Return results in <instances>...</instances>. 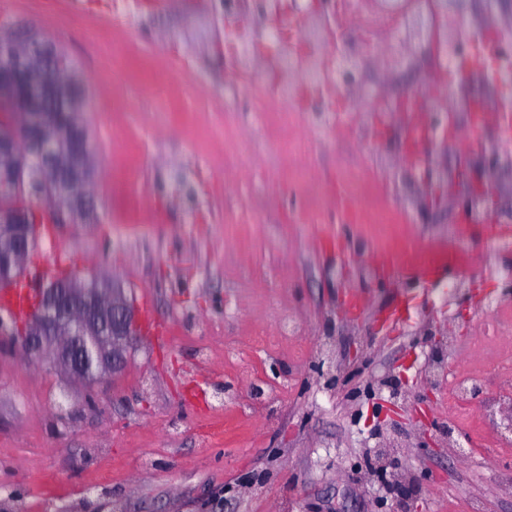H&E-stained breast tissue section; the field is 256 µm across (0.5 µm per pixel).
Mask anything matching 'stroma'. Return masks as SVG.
Wrapping results in <instances>:
<instances>
[{
  "label": "stroma",
  "mask_w": 512,
  "mask_h": 512,
  "mask_svg": "<svg viewBox=\"0 0 512 512\" xmlns=\"http://www.w3.org/2000/svg\"><path fill=\"white\" fill-rule=\"evenodd\" d=\"M203 25L183 0L132 27L107 0H0V34L38 33L73 62L93 145L92 206L37 252L55 263L63 239L67 268L116 278L170 329L96 384L0 341V512H512V444L469 425L449 443L448 385L429 374L469 355L512 250L448 207L418 217L416 185L380 164L398 146L371 103L316 128L257 76L217 97L224 34L194 39ZM418 245L464 258L418 282ZM290 316L301 336L259 356Z\"/></svg>",
  "instance_id": "obj_1"
}]
</instances>
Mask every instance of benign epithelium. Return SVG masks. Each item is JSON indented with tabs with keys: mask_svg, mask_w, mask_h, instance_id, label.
Returning a JSON list of instances; mask_svg holds the SVG:
<instances>
[{
	"mask_svg": "<svg viewBox=\"0 0 512 512\" xmlns=\"http://www.w3.org/2000/svg\"><path fill=\"white\" fill-rule=\"evenodd\" d=\"M380 11L395 21L401 30L396 41L397 51L358 53V61L343 67L336 85L310 98L316 112H330L347 99L359 95L373 66L382 64L386 79L378 83L382 102L404 98L408 108L406 127H430L436 134L437 144H429L428 154L419 155L410 148V139L401 129L389 127L401 140L403 151L398 160L405 161L420 156L428 164L426 176L444 186L447 175L435 168L432 155L434 147L447 149L466 142L472 151L471 137L461 133L453 106L445 97L427 100L421 83L396 87V83L410 72L419 71L422 61L429 62L433 73L440 74L444 67L442 58L435 51L437 30H442L447 40L456 44L459 64L470 73H481L491 63L493 56L503 47L482 50L477 48L481 32L487 26L499 30L512 28V7L485 10L474 21L472 35L466 37L453 22L462 18L469 0H374ZM333 12L334 26H325L320 41L319 54L328 62L336 63L338 43L351 39L352 15L345 0H310L301 15L295 14L292 5H285L276 17H271V4L267 0H230L225 11L224 32L229 35L256 30L274 22L280 40L274 46L257 42L254 45L256 62L279 58L303 46L309 33V24L316 15ZM0 112H17L21 121L0 133V174L14 175L30 166L39 169L40 177L31 183L29 196L38 201L50 199L52 208L37 212L32 207L11 202L7 190L0 191V285L18 282L22 266L34 245V225L44 219L53 224L67 223L69 215L83 207L89 200L91 175V150L86 130L80 118L81 95L72 79V70L62 61L54 45L37 33L22 39H0ZM51 97L67 111V121L60 123L45 111L43 102ZM488 100L472 97L467 100L469 130L481 133L491 122ZM17 140L27 141L32 150L19 155L14 150ZM484 169L471 163L458 168L459 184L464 191L448 192V205L458 207L465 216L473 217L472 201L480 200L489 210L498 205L495 185L490 174L500 166V154L489 142L477 151ZM31 314L22 322L7 325L0 319V333L8 334L12 327L19 332L16 340L25 359L41 367L53 368L72 379L85 383H98L120 373L127 363L130 347L137 340L136 311L125 289L115 281L100 278L95 272L83 277L73 275L62 281H41L35 285Z\"/></svg>",
	"mask_w": 512,
	"mask_h": 512,
	"instance_id": "7a95c632",
	"label": "benign epithelium"
}]
</instances>
